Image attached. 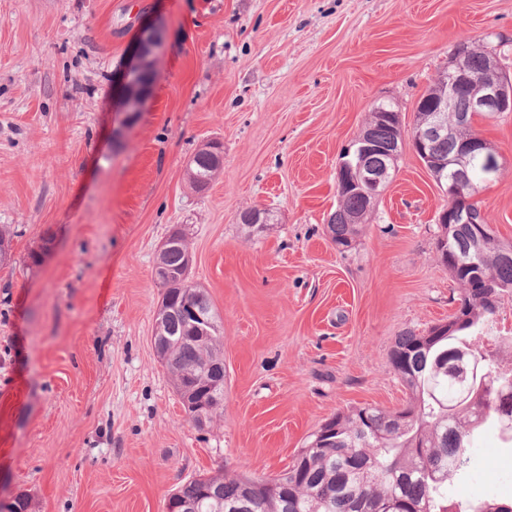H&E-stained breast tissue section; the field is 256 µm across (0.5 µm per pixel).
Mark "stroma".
Wrapping results in <instances>:
<instances>
[{"mask_svg": "<svg viewBox=\"0 0 512 512\" xmlns=\"http://www.w3.org/2000/svg\"><path fill=\"white\" fill-rule=\"evenodd\" d=\"M149 25L156 79L126 127L121 77ZM462 41L512 76V0H0V497L167 512L193 477L283 473L336 412L401 407L397 336L455 308L435 249L448 198L404 147L342 253L336 166L374 105L412 127ZM474 126L501 164L481 208L512 241V113ZM214 139L224 169L198 192L187 164ZM250 209L270 216L252 237ZM175 228L223 336V413L202 428L154 344L153 268ZM472 455L449 499H511L512 448L488 429Z\"/></svg>", "mask_w": 512, "mask_h": 512, "instance_id": "stroma-1", "label": "stroma"}]
</instances>
